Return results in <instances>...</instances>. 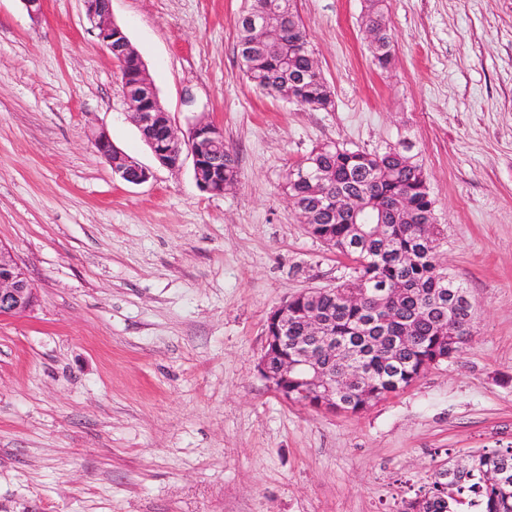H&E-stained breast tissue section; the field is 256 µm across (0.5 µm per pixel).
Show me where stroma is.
I'll use <instances>...</instances> for the list:
<instances>
[{
  "label": "stroma",
  "mask_w": 512,
  "mask_h": 512,
  "mask_svg": "<svg viewBox=\"0 0 512 512\" xmlns=\"http://www.w3.org/2000/svg\"><path fill=\"white\" fill-rule=\"evenodd\" d=\"M297 4L329 112L246 80L244 0H112L179 136L211 123L234 152L215 195L155 159L81 0H0V246L36 293L0 317V512H400L448 458L512 446V0H386L387 70L364 0ZM328 141L410 146L475 306L455 359L356 414L258 371L268 316L349 265L285 191ZM93 143L100 155L112 167L114 173L124 181L141 184L149 179V170L117 150L104 131L93 134Z\"/></svg>",
  "instance_id": "1"
}]
</instances>
